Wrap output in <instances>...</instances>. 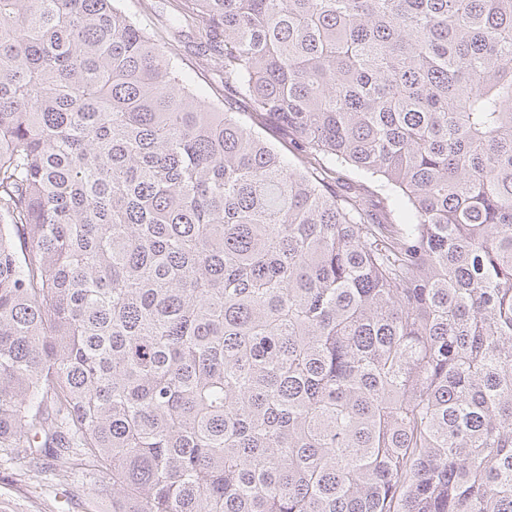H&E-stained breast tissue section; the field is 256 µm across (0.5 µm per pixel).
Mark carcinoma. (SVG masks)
<instances>
[{
	"mask_svg": "<svg viewBox=\"0 0 512 512\" xmlns=\"http://www.w3.org/2000/svg\"><path fill=\"white\" fill-rule=\"evenodd\" d=\"M0 0V458L112 512H512V0ZM171 0H119L118 6L134 20L146 26L154 33L156 39L164 47V51L171 58L176 70L199 95L206 100L218 103L221 107L230 105L233 112H240L241 117L268 142L290 151L294 150V143L288 137V131L261 117L252 115L248 102L243 97L224 91V75L213 65H209L198 56L196 46L200 42L197 29L184 25L172 28L168 25V17L173 12ZM225 99V100H224ZM228 101V102H227ZM288 153L289 160H293Z\"/></svg>",
	"mask_w": 512,
	"mask_h": 512,
	"instance_id": "carcinoma-1",
	"label": "carcinoma"
}]
</instances>
